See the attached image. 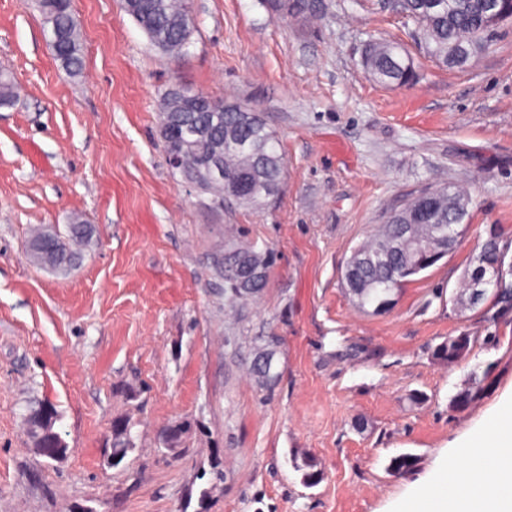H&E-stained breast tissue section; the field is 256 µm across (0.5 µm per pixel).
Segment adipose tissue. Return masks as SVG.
Wrapping results in <instances>:
<instances>
[{"label": "adipose tissue", "instance_id": "1", "mask_svg": "<svg viewBox=\"0 0 512 512\" xmlns=\"http://www.w3.org/2000/svg\"><path fill=\"white\" fill-rule=\"evenodd\" d=\"M402 512H512V404L442 463Z\"/></svg>", "mask_w": 512, "mask_h": 512}]
</instances>
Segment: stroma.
<instances>
[{"label": "stroma", "mask_w": 512, "mask_h": 512, "mask_svg": "<svg viewBox=\"0 0 512 512\" xmlns=\"http://www.w3.org/2000/svg\"><path fill=\"white\" fill-rule=\"evenodd\" d=\"M187 4L196 31L173 59L120 0H72L74 76L32 0H0V70L17 91L0 106V512H398L512 399V323L486 342L480 312L449 300L488 228L512 240V23L448 69L385 0H314L300 22L263 0ZM381 38L410 51L413 85L364 72ZM174 83L261 114L284 157L277 198L217 208L174 175L159 133ZM443 182L469 197L465 238L389 310H360L346 260L394 205ZM75 216L94 229L78 265H37L32 229L63 234ZM229 237L276 255L264 292L233 304L214 270ZM463 332L469 356L435 361ZM271 336L268 390L248 369ZM474 376L480 397L451 410ZM34 399L55 407L66 458L31 447ZM182 416L196 426L171 455L158 434ZM123 417L134 446L112 468ZM297 452L315 457L318 485L303 484ZM402 453L417 455L414 475L389 471ZM475 337L469 333L448 337L434 350L433 357L449 366L455 365L467 358L470 354Z\"/></svg>", "instance_id": "stroma-1"}]
</instances>
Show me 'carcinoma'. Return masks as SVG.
Returning a JSON list of instances; mask_svg holds the SVG:
<instances>
[{
  "label": "carcinoma",
  "instance_id": "1",
  "mask_svg": "<svg viewBox=\"0 0 512 512\" xmlns=\"http://www.w3.org/2000/svg\"><path fill=\"white\" fill-rule=\"evenodd\" d=\"M45 26L50 30V43L55 59L71 75L83 68V48L78 33V21L71 0H37ZM491 8L509 11L512 0H408L405 11L416 29L422 34L420 45L426 54L443 67L463 65L482 51L493 34L484 31L485 15ZM131 16L148 36L153 46L162 53L178 57L190 43L196 22L187 18L185 0H129L124 4ZM365 69L369 76L385 85L403 86L414 80V61L399 43L372 41L365 48ZM15 97L14 81L7 72L0 73V105H9ZM160 111L170 113V121L177 132L173 145L181 146V168L192 170L199 165L205 146L182 142L189 125H202L210 133V140L224 141V180L209 186L208 193L222 196L224 191L234 192L238 181L252 178L248 193L242 195L241 204L256 206L265 203L269 187L281 185L284 162L276 137L260 117L245 118L235 112H194L181 100L166 92ZM434 193L432 210L428 216L416 220L414 239L404 232L406 217L418 211L421 196H416L405 208L391 211L380 225L378 233L355 249L342 270L346 292L362 309L373 307V313L388 310L393 296L412 277L422 273L448 255L459 239L448 236V222L463 224L467 212L448 210V198L461 191L448 183L427 188ZM93 229L79 219L68 225L67 236L51 228H38L31 238V251L41 265L67 272L79 260V254L70 244H87ZM500 232L489 235L475 249L471 269L463 277L464 287L459 291L463 308L478 310L486 322L497 324L512 315V260ZM224 283L227 288L238 287V261L252 253L238 241L224 248ZM495 268L505 273L499 287L487 290L481 299L472 302L471 292L483 273ZM475 337L468 333L450 336L434 350L433 357L450 366L467 358ZM483 387L477 378L470 379L451 397L454 409L468 407L479 397ZM48 412L57 417L55 408L47 402L30 407L25 417L33 433L40 430V417ZM130 420L117 419L112 424V456L123 460L134 447L129 441ZM192 424L184 418L165 428L159 435V445L171 452L183 447V438ZM295 469L302 472V481L308 487L320 483L322 470L317 461L303 453L294 457ZM418 466L415 454L403 453L393 457L391 473L406 476Z\"/></svg>",
  "mask_w": 512,
  "mask_h": 512
}]
</instances>
